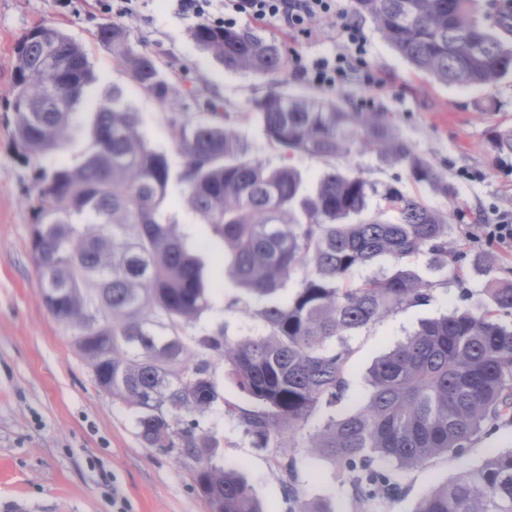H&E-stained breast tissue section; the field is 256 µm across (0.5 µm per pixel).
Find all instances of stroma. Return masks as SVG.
<instances>
[{
  "label": "stroma",
  "mask_w": 512,
  "mask_h": 512,
  "mask_svg": "<svg viewBox=\"0 0 512 512\" xmlns=\"http://www.w3.org/2000/svg\"><path fill=\"white\" fill-rule=\"evenodd\" d=\"M353 16V0H337L335 15L314 18L312 36L305 41L293 40L279 21L237 16V28L276 39L288 57L301 59L300 66H289L285 74L260 79L227 70L202 51L191 35L195 18L179 12L176 0H137L129 10L120 0H0V512H13L17 502L25 504L26 512H208L194 488L192 462H176L142 442L128 411L96 387L40 298L29 255L36 178L57 159L31 157L19 146L8 109L16 46L38 24L61 28L86 45L97 76L92 93L119 89L138 112L141 130L155 149L170 151V121L204 118V102L212 98L222 103L225 123L235 128L250 156L278 168L281 153L262 124L250 117L251 102L272 91L315 95L387 113L415 152L434 163L453 189L451 196L438 194L374 152L340 162V169L359 171L380 185L399 183L405 193L446 212L448 243L462 255L466 277L460 283L445 282L444 271L419 257L413 270L437 284L431 300L350 336L345 392L334 403H321L293 437L298 498L285 492L273 448L257 446L237 417L220 407L202 417L216 440L220 462L239 471L265 512H299L303 503L317 512H414L431 486L512 449V418L487 422L460 453L394 471L401 485L397 498L366 501L354 494L338 465L306 446L309 433L365 403L373 364L421 320L458 307L479 309L485 287L477 271L480 264L494 259L498 281L512 284V245L479 230L480 225L512 219V166L495 162L487 140L490 126L512 124V76L482 88L440 84L415 71L364 18L365 59L380 87L357 79L337 89L312 83L301 67L333 57L341 46L339 28ZM105 18L128 26L133 38L159 59L174 86L173 105L141 93L111 50L96 41V27ZM204 261L209 278L221 288L198 330L221 325L233 339L261 333L258 318L241 307L230 309V302L245 294L225 274L220 251L208 252Z\"/></svg>",
  "instance_id": "1"
}]
</instances>
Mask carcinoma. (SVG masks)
Segmentation results:
<instances>
[{
  "mask_svg": "<svg viewBox=\"0 0 512 512\" xmlns=\"http://www.w3.org/2000/svg\"><path fill=\"white\" fill-rule=\"evenodd\" d=\"M479 8V0H354L355 13L370 18L416 71L459 86L512 74V45L478 20ZM192 35L229 70L273 77L287 63L279 44L254 30L203 21ZM96 37L141 91L172 103L173 86L125 26L106 19ZM96 81L86 46L56 27L36 25L16 47L15 138L31 156H80L41 176L30 234L41 299L97 387L132 412L147 447H168L195 464L209 512H264L236 470L213 462L216 443L198 417L222 404L255 442L275 444L284 487L298 497L294 458L278 438L342 393L347 337L428 301L461 274L448 248V214L394 183L344 174L336 162L376 151L413 182L451 189L384 113L284 92L253 109L283 156L331 165L315 190L291 166L269 170L248 157L215 99L205 101L206 121L171 122L183 160L175 173L117 89L92 102L85 137L76 141V114ZM490 143L498 158L512 159V126H495ZM174 178L183 204L208 226L202 247H219L225 273L256 301L262 334H190L214 288L198 249L168 214ZM372 196L384 207L369 215ZM422 255L447 278L423 280L408 265ZM380 257L395 262L392 273L353 279ZM482 274L488 301L481 312L455 309L422 322L371 368L366 403L310 435V447L340 465L360 497L398 494L386 466L413 468L455 452L487 421L512 416V324L498 318L512 311V285L498 283L490 262ZM293 277L298 287L283 300ZM220 364L256 408L224 402L215 381ZM415 512H512V449L431 487Z\"/></svg>",
  "mask_w": 512,
  "mask_h": 512,
  "instance_id": "1",
  "label": "carcinoma"
}]
</instances>
